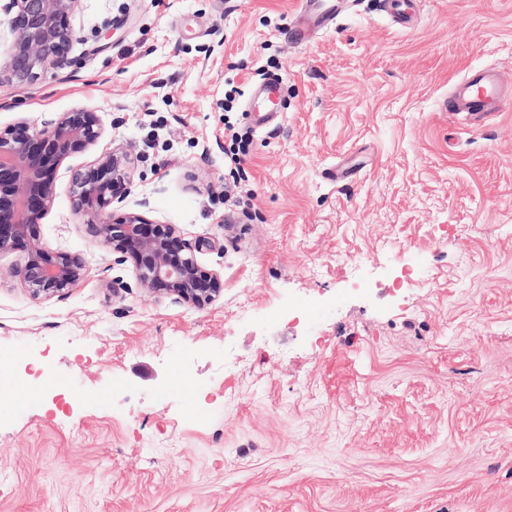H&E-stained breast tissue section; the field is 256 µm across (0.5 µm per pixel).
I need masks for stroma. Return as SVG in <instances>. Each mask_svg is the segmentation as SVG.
Wrapping results in <instances>:
<instances>
[{
    "label": "stroma",
    "mask_w": 512,
    "mask_h": 512,
    "mask_svg": "<svg viewBox=\"0 0 512 512\" xmlns=\"http://www.w3.org/2000/svg\"><path fill=\"white\" fill-rule=\"evenodd\" d=\"M297 2L79 0L68 66L0 83L1 131L79 108L102 128L39 226L84 280L0 282V512H512V111L440 109L471 68L512 77V0H420L411 31L358 0L304 45ZM119 145L138 162L112 212L202 242L212 303L146 293L74 211V172ZM279 91L280 84L275 79H270L252 90L251 97L254 103L248 116L255 129L264 130L277 125L281 113L272 105L275 104Z\"/></svg>",
    "instance_id": "1"
}]
</instances>
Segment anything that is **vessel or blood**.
<instances>
[{
  "label": "vessel or blood",
  "mask_w": 512,
  "mask_h": 512,
  "mask_svg": "<svg viewBox=\"0 0 512 512\" xmlns=\"http://www.w3.org/2000/svg\"><path fill=\"white\" fill-rule=\"evenodd\" d=\"M392 8L388 17L393 26L403 30L413 27L415 11L413 0H390ZM354 0H298V19L292 27L291 37L297 44L307 43L312 32L329 27L338 17L347 13ZM280 84L268 80L251 92L253 105L249 119L254 128L264 130L277 125L280 114L274 107L279 96ZM512 108V95L504 90L501 72L492 67H482L466 73L451 88L443 101L449 114L463 115L472 125L478 126L496 112Z\"/></svg>",
  "instance_id": "obj_1"
}]
</instances>
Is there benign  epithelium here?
Instances as JSON below:
<instances>
[{
	"label": "benign epithelium",
	"mask_w": 512,
	"mask_h": 512,
	"mask_svg": "<svg viewBox=\"0 0 512 512\" xmlns=\"http://www.w3.org/2000/svg\"><path fill=\"white\" fill-rule=\"evenodd\" d=\"M78 0H4L0 10L12 15L14 40L0 80L34 84L50 69L69 64L75 33L68 23ZM102 135L97 113L76 109L42 127L20 120L0 132V254L22 253L7 275L35 297H49L77 287L86 276L83 260L52 253L41 244L39 224L54 194L57 164L83 153ZM134 158L123 148L103 153L75 174L71 198L76 212L88 217L96 242L132 260L137 285L152 295L170 296L198 307L220 293L221 281L203 272L199 246L187 242L168 224L144 214L114 216L109 207L122 201L132 183Z\"/></svg>",
	"instance_id": "1"
}]
</instances>
